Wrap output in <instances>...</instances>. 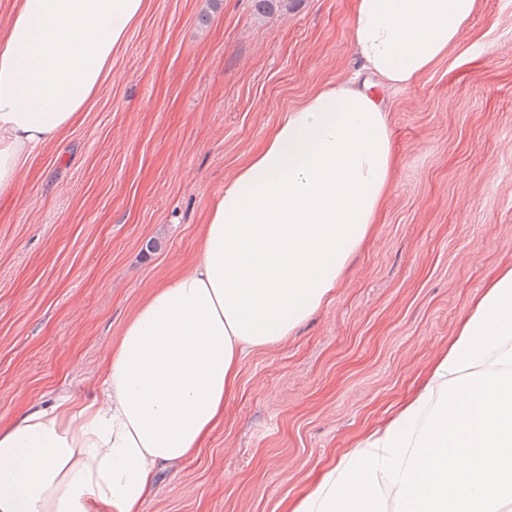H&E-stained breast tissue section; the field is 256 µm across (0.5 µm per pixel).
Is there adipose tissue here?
<instances>
[{
	"mask_svg": "<svg viewBox=\"0 0 512 512\" xmlns=\"http://www.w3.org/2000/svg\"><path fill=\"white\" fill-rule=\"evenodd\" d=\"M148 0H17L0 21V197L75 122ZM478 0H355L358 72L405 89L457 47ZM377 97L338 76L286 109L211 201L196 262L154 288L104 356L99 393L0 422V512H143L157 472L224 418L242 362L335 296L392 187ZM512 505V269L428 381L288 512Z\"/></svg>",
	"mask_w": 512,
	"mask_h": 512,
	"instance_id": "ef3b65f1",
	"label": "adipose tissue"
}]
</instances>
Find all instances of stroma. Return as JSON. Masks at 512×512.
<instances>
[{
    "label": "stroma",
    "mask_w": 512,
    "mask_h": 512,
    "mask_svg": "<svg viewBox=\"0 0 512 512\" xmlns=\"http://www.w3.org/2000/svg\"><path fill=\"white\" fill-rule=\"evenodd\" d=\"M354 0H149L62 141L0 199V419L97 392L104 349L199 253L215 193L287 108L349 72ZM393 187L335 300L254 353L144 512H286L408 399L512 268V0L382 91Z\"/></svg>",
    "instance_id": "obj_1"
}]
</instances>
